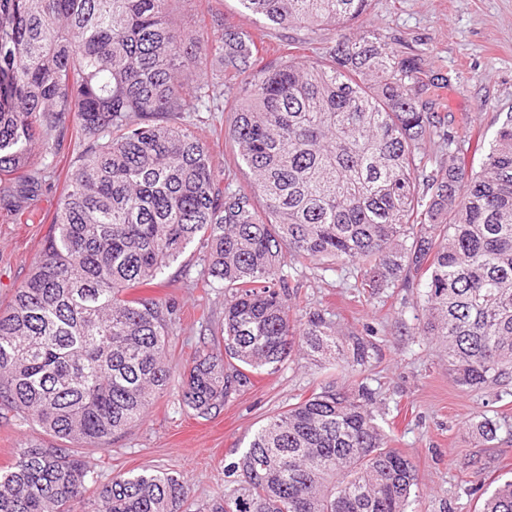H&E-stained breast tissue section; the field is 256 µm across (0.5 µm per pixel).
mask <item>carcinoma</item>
Listing matches in <instances>:
<instances>
[{
    "label": "carcinoma",
    "mask_w": 512,
    "mask_h": 512,
    "mask_svg": "<svg viewBox=\"0 0 512 512\" xmlns=\"http://www.w3.org/2000/svg\"><path fill=\"white\" fill-rule=\"evenodd\" d=\"M238 3L301 32L310 54L259 66L249 32L188 30L181 0H0V209L25 214L56 174L47 158L73 135L79 149L38 259L0 307V409L57 439L0 469V512H180L176 476L92 489L78 449L143 420L175 376L207 418L297 353L334 373L254 433L207 512H408L416 468L364 377L376 343L294 310L287 255L351 266L370 299L416 290L417 334L442 345L456 386H512V114L480 170L426 174L425 144L460 145L467 119L429 111L439 83L364 25L371 0ZM195 112L231 113L247 187L224 181ZM193 243L224 289V325L178 371L174 307L134 291ZM466 430L490 443L498 425L479 413ZM482 512H512V480Z\"/></svg>",
    "instance_id": "carcinoma-1"
}]
</instances>
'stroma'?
Segmentation results:
<instances>
[{
    "label": "stroma",
    "instance_id": "1",
    "mask_svg": "<svg viewBox=\"0 0 512 512\" xmlns=\"http://www.w3.org/2000/svg\"><path fill=\"white\" fill-rule=\"evenodd\" d=\"M368 24L396 37L418 54L426 76L442 81L433 111L470 120V132L456 155L465 168L479 166L496 130L512 113V0H373ZM59 180L46 185L36 203V223H22L0 209V304L21 285L41 248L62 192ZM297 291V306L327 310L348 329L372 327L379 355L369 383L383 401L377 421L394 447L417 467L420 496L412 512H480L475 485L492 488L512 479V394L464 391L448 374V357L436 343L415 336L420 314L415 291L390 288L372 300L347 286V269L322 270L287 260L283 269ZM174 303L179 320L169 338L174 365L189 361L205 327L224 319V291L206 284L195 248H188L151 290ZM324 373L295 357L231 399L218 416L193 415L171 384L143 421L109 445L90 448L86 459L99 483L117 472H172L189 499L203 503L224 489V468L237 461L267 417L309 395ZM494 419L499 430L485 443L466 433L476 413ZM47 436L28 422L0 411V467L17 448Z\"/></svg>",
    "mask_w": 512,
    "mask_h": 512
}]
</instances>
